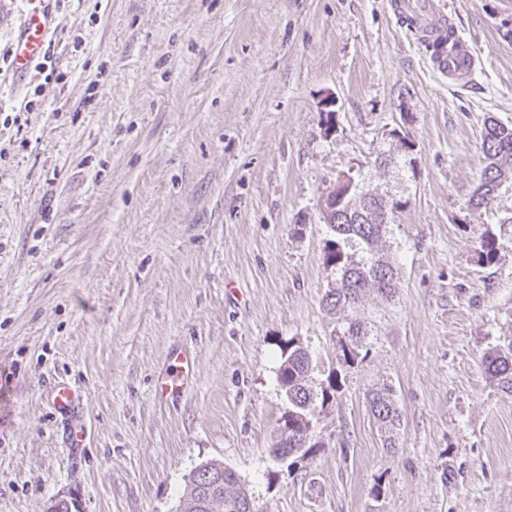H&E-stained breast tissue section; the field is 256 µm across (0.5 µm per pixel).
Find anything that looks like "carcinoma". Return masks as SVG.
<instances>
[{
	"label": "carcinoma",
	"mask_w": 512,
	"mask_h": 512,
	"mask_svg": "<svg viewBox=\"0 0 512 512\" xmlns=\"http://www.w3.org/2000/svg\"><path fill=\"white\" fill-rule=\"evenodd\" d=\"M485 165L481 172L473 201L476 205L488 203L501 185L505 170H512V126L492 121L483 137ZM330 225L335 239L328 242L325 265L336 269V287L328 289L323 298L324 307L334 310L340 306L356 303L367 289L372 288L383 298L395 294L396 272L393 265L383 257H371L366 261L348 260L342 248L343 243L356 242L368 251L381 240L388 229L376 219H369L362 213L340 211ZM481 258L491 263L497 255L494 236L487 234L480 241ZM364 331L357 322L344 326L339 340L343 357L351 362L357 356L356 349ZM485 366L490 376L504 390L512 392V341L507 348L488 354ZM310 359L307 350L290 340L281 350V363L277 380L288 399V425L279 426L280 441L272 452L281 458L288 455L303 459L312 455L320 444L309 432L313 426L316 409L330 398V392L315 391L309 384ZM370 412L380 427L389 431L400 425L401 412L392 399L391 389L382 387L367 395ZM249 493L240 485L235 471L224 468V463L210 461L195 468L189 477L182 501L183 512H215L218 505L222 512H250Z\"/></svg>",
	"instance_id": "cac0c4a2"
}]
</instances>
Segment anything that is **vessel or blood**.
I'll use <instances>...</instances> for the list:
<instances>
[{"label":"vessel or blood","instance_id":"1","mask_svg":"<svg viewBox=\"0 0 512 512\" xmlns=\"http://www.w3.org/2000/svg\"><path fill=\"white\" fill-rule=\"evenodd\" d=\"M27 10L13 45V68L19 78H26L33 65L44 55L49 36L55 27L51 0H26ZM393 14L432 49L434 69L442 76L455 79L471 73L479 55L463 38L442 0H393ZM194 361L184 353L170 355L165 373L157 386L160 396L173 397L187 386ZM81 398L76 390L62 383L53 391L54 405L65 412L78 410Z\"/></svg>","mask_w":512,"mask_h":512}]
</instances>
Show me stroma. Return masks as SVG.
Masks as SVG:
<instances>
[{
    "instance_id": "obj_1",
    "label": "stroma",
    "mask_w": 512,
    "mask_h": 512,
    "mask_svg": "<svg viewBox=\"0 0 512 512\" xmlns=\"http://www.w3.org/2000/svg\"><path fill=\"white\" fill-rule=\"evenodd\" d=\"M391 2L54 0L21 80L26 0H0V512H179L211 460L258 512H512V393L484 366L512 337V173L471 203L486 120L512 125V0H444L481 56L452 86ZM352 167L402 203L378 245L397 290L330 312L318 205ZM290 340L331 394L291 468L270 454ZM175 350L195 376L164 402ZM383 384L390 437L365 403ZM27 10L13 45V68L25 79L44 55L49 35L55 27L51 0H26ZM362 336H364V331L359 323L347 322L344 326L339 343L346 361L351 362L355 360L357 356L356 349L361 342ZM80 395L73 387L66 383L56 386L53 391L54 405L65 412L73 414L80 407Z\"/></svg>"
}]
</instances>
